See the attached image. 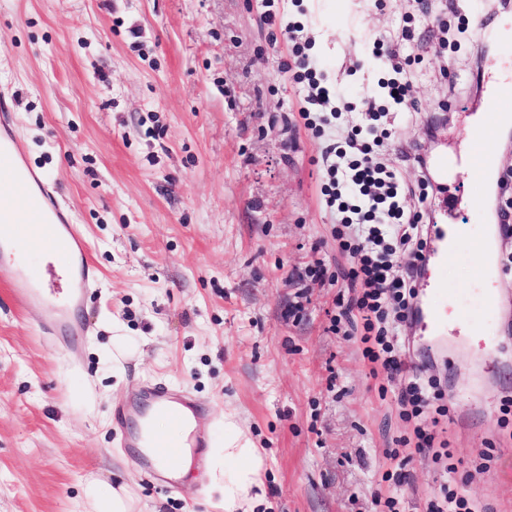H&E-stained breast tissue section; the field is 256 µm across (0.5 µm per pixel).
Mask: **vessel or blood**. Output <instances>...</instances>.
Wrapping results in <instances>:
<instances>
[{
	"label": "vessel or blood",
	"instance_id": "obj_1",
	"mask_svg": "<svg viewBox=\"0 0 512 512\" xmlns=\"http://www.w3.org/2000/svg\"><path fill=\"white\" fill-rule=\"evenodd\" d=\"M490 107L485 119L470 125L466 139L470 146L464 160L473 182L486 184L497 170V156L492 148L500 133L501 118L512 115V86H495L488 98ZM22 148L14 139H0V183L4 184L13 201L29 216L25 224L0 225V249L13 246L23 249L21 262L0 271L15 297L25 305L45 307L50 315L49 333L57 338L74 340L83 335L79 313L85 302V292L95 280L97 270L91 260L86 240L69 224L58 208L47 207L40 191L45 184L40 176L21 162ZM50 253L55 263L69 273L71 291L66 304H57L44 285V272L34 261L36 251ZM487 250L486 237L472 224L455 227L439 225L431 236L426 259L434 271L428 280L430 302L426 315L428 333L445 334L449 325L471 327L473 311H480L481 335L486 346H493L496 336V301L491 290H482L478 299H471L469 289L449 294L436 273L450 260L463 255L481 256ZM203 405L185 392H173L160 386L145 388L134 401L116 413L115 428L122 433L125 447L143 449V463L160 483H171L166 468L171 459L198 463L202 460L208 440L197 428ZM162 416L169 420L173 432L162 436L148 431L147 419Z\"/></svg>",
	"mask_w": 512,
	"mask_h": 512
}]
</instances>
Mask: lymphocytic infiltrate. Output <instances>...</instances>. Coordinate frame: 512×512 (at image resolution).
Returning a JSON list of instances; mask_svg holds the SVG:
<instances>
[{
    "label": "lymphocytic infiltrate",
    "mask_w": 512,
    "mask_h": 512,
    "mask_svg": "<svg viewBox=\"0 0 512 512\" xmlns=\"http://www.w3.org/2000/svg\"><path fill=\"white\" fill-rule=\"evenodd\" d=\"M410 27H402L396 38L374 41L373 56L388 61L392 75L381 82L385 98L401 114L414 112L411 97V59H400V42L410 40ZM307 92L310 108L302 117L316 133H323L328 123L327 109L334 95L323 73L306 57H299L294 74ZM384 112L363 113L362 122L353 126L344 145L326 144L321 151L322 194L327 210L334 217L336 241L341 251L357 256V263L344 273L353 300L341 306L330 319L332 332H339L345 319H360L363 327V356L371 365V374L386 372L418 377L420 365L405 364L401 359L407 345L394 339L393 326H411L416 318V283L425 259L428 227L423 212L405 211L402 201L411 191L427 200L431 183L422 179L409 186L397 169L380 161L378 149L391 139V129L384 126ZM409 253V262L399 265L392 257L397 251Z\"/></svg>",
    "instance_id": "obj_1"
}]
</instances>
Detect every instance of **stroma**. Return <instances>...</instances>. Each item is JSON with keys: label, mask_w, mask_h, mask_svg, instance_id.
<instances>
[{"label": "stroma", "mask_w": 512, "mask_h": 512, "mask_svg": "<svg viewBox=\"0 0 512 512\" xmlns=\"http://www.w3.org/2000/svg\"><path fill=\"white\" fill-rule=\"evenodd\" d=\"M480 0H275L301 22L343 102L378 93L384 61L368 54L412 17V119L396 145L428 143L462 158L465 130L487 109L474 72L512 82V8L494 7L498 43L477 56L448 27L449 7ZM264 0H0V131L86 238L97 268L75 352L52 344L43 309L0 279V512H87L83 489L124 485L137 512H224L213 461L168 490L119 447L115 407L138 387L185 388L206 404L213 447L233 422L259 448L271 512H373L374 491L426 512L447 490L512 512V353L480 337L448 339L426 371L436 441L415 454L407 485L382 479L412 437L404 375L372 376L361 326L329 318L348 258L336 248L317 159L358 123L324 138L305 128L292 47ZM458 199L452 224H479L465 166L438 184ZM322 261L320 278L305 268ZM455 473H448V464Z\"/></svg>", "instance_id": "1"}]
</instances>
